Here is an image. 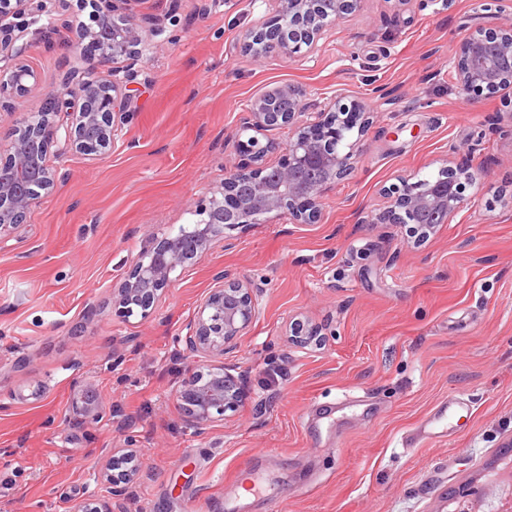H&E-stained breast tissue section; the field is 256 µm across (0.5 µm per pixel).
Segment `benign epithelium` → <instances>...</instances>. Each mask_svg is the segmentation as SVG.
I'll list each match as a JSON object with an SVG mask.
<instances>
[{
  "label": "benign epithelium",
  "mask_w": 512,
  "mask_h": 512,
  "mask_svg": "<svg viewBox=\"0 0 512 512\" xmlns=\"http://www.w3.org/2000/svg\"><path fill=\"white\" fill-rule=\"evenodd\" d=\"M97 24L85 31L97 51V69L75 83H67L63 95H46L45 109L31 113L13 140L10 152L0 159V240L12 236L42 194L50 193L58 171L48 162L50 149L59 157L71 153L99 156L112 150L122 131L129 101L116 79L117 62L136 57L144 41L145 19L124 11L126 0H92ZM276 19L253 28L242 50L259 43L262 54L313 50L329 25L340 23L355 11L360 0H273ZM44 0H0V95L26 97L36 90V76L15 47L5 21L26 12L40 13ZM460 89L495 93L512 88V23L479 30L464 40L454 61ZM65 113L70 122L57 116ZM243 128L272 127L289 130L285 159L278 164L263 161L264 149L248 154L247 161L233 166L230 175L211 192L208 205L199 210L203 221L196 225L192 240L172 244L168 238L144 250L116 289L113 301L126 317L139 313L150 318L173 283L177 268L194 264L216 243L225 230L254 224L269 216L288 217L291 224H311L321 211L325 193L349 175L358 145L370 124V113L361 100H344L339 94L320 109L311 108L299 87L286 84L268 90L249 107ZM357 139L349 142L352 132ZM441 182L419 179L385 190L389 205L371 214L366 224H420L429 210L437 223L463 211L467 203L462 182H475L483 172L466 164L443 168ZM216 286L186 325L183 341L203 365L224 355V350L252 323L256 303L249 288L240 282L215 277ZM243 382L224 367L194 372L176 393L185 423L200 433L224 420V413L238 406ZM141 462L134 451L112 450V461L98 470L106 495L75 502L71 512H115V504L126 498L139 474Z\"/></svg>",
  "instance_id": "benign-epithelium-1"
}]
</instances>
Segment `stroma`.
<instances>
[{"label": "stroma", "instance_id": "35a3bbf8", "mask_svg": "<svg viewBox=\"0 0 512 512\" xmlns=\"http://www.w3.org/2000/svg\"><path fill=\"white\" fill-rule=\"evenodd\" d=\"M157 20L125 93L108 154L51 158L59 171L15 237L0 241V512H70L101 495L102 458L134 437L143 460L123 512H479L512 496V91L465 94L461 41L509 21L479 0H360L313 52L254 58L243 37L272 0H133ZM50 0L27 25L39 93L0 110V157L46 93L96 64L38 26L77 21ZM295 84L308 103L336 91L373 123L353 171L314 224L275 217L227 231L176 270L149 319L112 303L153 238L195 222L256 141L278 163L289 132L243 129L255 97ZM470 163L467 208L415 241L401 224H361L383 190ZM248 286L252 324L220 363L246 393L196 434L175 395L196 361L181 337L216 273ZM319 343L290 340L291 324ZM101 410L94 422L73 403ZM259 457L250 471L244 460Z\"/></svg>", "mask_w": 512, "mask_h": 512}]
</instances>
